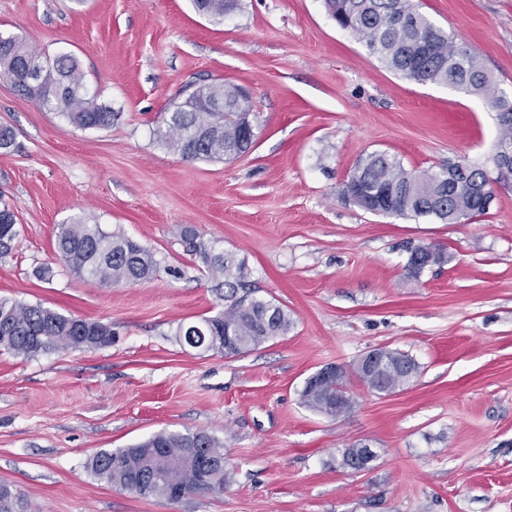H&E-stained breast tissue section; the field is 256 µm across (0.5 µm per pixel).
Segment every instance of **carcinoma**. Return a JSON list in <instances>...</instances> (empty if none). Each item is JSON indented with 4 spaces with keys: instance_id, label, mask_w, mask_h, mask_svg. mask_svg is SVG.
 Segmentation results:
<instances>
[{
    "instance_id": "carcinoma-1",
    "label": "carcinoma",
    "mask_w": 512,
    "mask_h": 512,
    "mask_svg": "<svg viewBox=\"0 0 512 512\" xmlns=\"http://www.w3.org/2000/svg\"><path fill=\"white\" fill-rule=\"evenodd\" d=\"M240 0H193L199 14L222 23L239 8ZM336 23L365 42L368 50L390 70L420 84H439L473 94H487L491 80L479 57L420 12L415 0H326ZM0 78L16 91L50 112H60L75 126L96 129L112 125L116 113L87 92L77 61L70 55L53 59L29 48L18 36L0 34ZM242 87L210 84L189 91L171 113L162 138L184 159L223 160L249 150L247 106L240 100ZM203 98L224 108L206 109L194 104ZM494 155L503 148L512 153V123H499ZM456 162L433 174H420L385 154H371L350 173L347 185L356 191L351 201L368 210L382 193L392 198L396 216L429 217L442 224H458L487 214L474 192L483 180L482 168L448 174ZM17 219L10 206L0 201V254L10 251L18 237ZM181 237L198 256L205 272L222 292L224 311L182 325L177 336L183 342L191 333L205 336L199 349L224 352V339L237 341L231 354L254 351L288 334L292 320L288 310L271 300L258 298L247 287L250 272L245 261L231 253H214L199 240L196 229L184 226ZM57 255L77 275L102 284L145 282L157 273L153 253L120 232L106 230L77 217L63 224L57 235ZM112 343V328L89 322L40 304L0 298V350L33 357L61 348L96 349ZM383 368L369 378L356 371L372 391L389 394L405 384V376L417 373L412 357L382 349ZM347 409L354 400L346 381L305 384L300 398L310 410L333 414L336 396ZM98 480L142 497L176 502L191 493H224L228 473L224 445L206 430L160 432L128 448L101 450L88 463ZM27 505L12 485L0 482V512H26Z\"/></svg>"
}]
</instances>
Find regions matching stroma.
Instances as JSON below:
<instances>
[{
    "label": "stroma",
    "mask_w": 512,
    "mask_h": 512,
    "mask_svg": "<svg viewBox=\"0 0 512 512\" xmlns=\"http://www.w3.org/2000/svg\"><path fill=\"white\" fill-rule=\"evenodd\" d=\"M512 98V0H418ZM0 33L74 57L90 94L118 114L81 129L0 79V198L17 215L0 297L112 327L111 345L34 357L0 351V481L29 512H512V184L461 224L368 213L343 193L385 153L435 173L491 167L489 97L389 70L336 25L325 0H240L216 25L191 0H0ZM249 92L256 133L235 161L185 160L158 136L185 85ZM149 248L154 279H84L55 255L76 217ZM247 262L257 297L293 326L229 357L190 348L180 325L224 302L180 226ZM448 262L409 277L412 246ZM409 353L419 372L391 394L353 367L369 350ZM344 365L355 399L331 419L306 408V379ZM205 430L224 445L223 494L143 498L97 480L99 450ZM369 440L357 474L344 448Z\"/></svg>",
    "instance_id": "stroma-1"
}]
</instances>
